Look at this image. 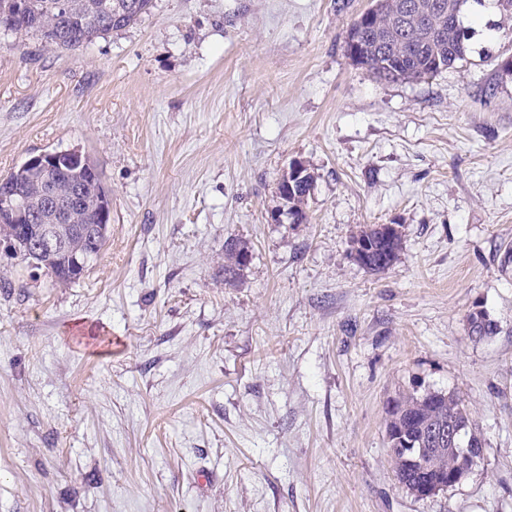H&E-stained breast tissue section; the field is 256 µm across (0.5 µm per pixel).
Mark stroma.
<instances>
[{"mask_svg":"<svg viewBox=\"0 0 512 512\" xmlns=\"http://www.w3.org/2000/svg\"><path fill=\"white\" fill-rule=\"evenodd\" d=\"M370 5L155 0L72 51L0 34V179L77 148L112 203L68 287L0 252V512H512V19L478 9L466 61L388 83L345 52ZM296 158L308 221L270 222ZM369 224L402 231L379 272L351 255ZM423 389L463 399L483 459L421 499L386 418ZM248 247L238 240H229L224 243V283L232 285L235 283L244 269L242 257L248 253Z\"/></svg>","mask_w":512,"mask_h":512,"instance_id":"obj_1","label":"stroma"}]
</instances>
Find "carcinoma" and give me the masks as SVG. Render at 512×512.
<instances>
[{
    "label": "carcinoma",
    "mask_w": 512,
    "mask_h": 512,
    "mask_svg": "<svg viewBox=\"0 0 512 512\" xmlns=\"http://www.w3.org/2000/svg\"><path fill=\"white\" fill-rule=\"evenodd\" d=\"M60 0H0V18L14 13L19 5L25 26L13 33L35 34L58 49L82 46L91 38L102 37L136 23L151 12L155 0H72L73 7L64 11ZM482 0H373L368 13L371 17L357 42L346 40V54L356 64L366 68L385 82L416 81L434 77L466 61L469 53L470 30L463 21L464 13ZM458 7L457 19L448 21V7ZM316 182L314 172L302 166L294 191L284 199L291 223H307L304 205L308 189ZM79 185L90 199L101 195L100 175L71 167L63 173L52 170L46 190L53 196L44 203L61 209L67 203L73 186ZM23 193L35 203L41 199V185L28 180L15 170L0 180V212L7 200ZM95 208L87 207L75 215L73 224H53L51 231L62 242L56 252L39 250L32 239L39 225L27 229L16 224H0V237L13 242V255L27 265L47 271L55 284L68 286L80 280L86 267L97 258L108 239V225L97 223ZM367 244V262L363 266L380 271L389 268L402 244L401 230L387 235L378 224L361 230L354 239ZM248 247L238 241L224 243V284L235 283L244 269L242 257ZM85 260L84 266L74 259ZM469 328L480 337L491 336L498 329L493 321L476 315L468 317ZM386 433L388 448L394 462L397 479L411 494L427 496L426 485L439 476L455 473L466 476L473 467L465 448H481L483 442L463 400L454 393L425 390L393 399L387 409ZM465 426V439L448 437V427ZM411 443L420 464H407L400 449Z\"/></svg>",
    "instance_id": "carcinoma-1"
}]
</instances>
